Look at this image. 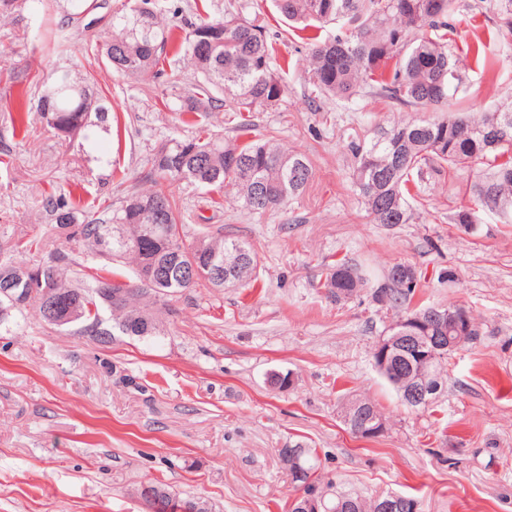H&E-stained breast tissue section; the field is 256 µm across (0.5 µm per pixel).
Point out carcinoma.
<instances>
[{
  "mask_svg": "<svg viewBox=\"0 0 512 512\" xmlns=\"http://www.w3.org/2000/svg\"><path fill=\"white\" fill-rule=\"evenodd\" d=\"M156 0H136L112 13L111 36L88 49L101 56L115 72L153 74L167 78L171 94L166 105L195 121L224 110L234 115L235 135L217 133L176 139L151 161L152 188L128 195L102 216L89 218L75 202L49 196L43 208L65 239L81 241L95 259H129L134 268L153 265L161 275L151 285L140 276L123 281L118 266L107 275L84 276L64 252L35 267L17 265L14 247L0 246V272L12 274L0 288V321L12 310L22 311L34 301V316L57 327L47 299L68 300L83 312L84 331L107 343L112 336L144 339L160 334L158 305L163 298L188 288L191 266L212 264L238 281L252 278L257 253L247 242L203 235L189 243L186 221L193 215L174 198L170 187L186 183L198 190L234 191L236 202L252 214H264L301 193L312 174L307 158L289 152L273 137L259 138L243 117L281 105L285 92L283 69L274 67L265 21L245 16L242 2L225 14L195 21L181 17V30L162 23ZM279 12L293 22L315 21L338 25L335 37L309 49L308 83L314 97L349 99L368 90L397 105L435 112L429 118L401 120L370 142L349 143L354 159L353 189L377 224H412L416 212L411 190L421 194L433 177L448 170L476 173L474 188L481 206L504 224H512V101L477 117L455 116L456 94L462 78L458 59L448 49V27L455 0H275ZM69 15L86 16L97 9L92 0H67ZM498 28L512 34V0H490ZM46 55L66 51L63 28L50 24L40 34ZM187 60L201 79L186 84L178 64ZM37 114L56 133L71 138L87 127L90 114L105 120L108 107L95 84L79 66L54 73L45 86ZM503 129L497 141L488 140L490 128ZM147 228L138 240L126 237V225ZM392 264L374 299L401 304L414 295L418 282L406 284L393 277ZM367 284L358 268L347 262L331 266L323 287L336 300L354 296ZM121 293L120 299L112 293ZM112 312L104 325L101 312ZM360 415L348 428L361 434L368 417H382L378 406L359 399ZM292 480L317 488L319 512H379L384 495L365 497L347 491L321 472L316 450L297 443L281 449ZM137 495L151 512H192L200 498L174 499L159 481L141 484Z\"/></svg>",
  "mask_w": 512,
  "mask_h": 512,
  "instance_id": "carcinoma-1",
  "label": "carcinoma"
}]
</instances>
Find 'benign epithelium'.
<instances>
[{"instance_id":"benign-epithelium-1","label":"benign epithelium","mask_w":512,"mask_h":512,"mask_svg":"<svg viewBox=\"0 0 512 512\" xmlns=\"http://www.w3.org/2000/svg\"><path fill=\"white\" fill-rule=\"evenodd\" d=\"M431 317L441 324L454 323L456 336H410L402 329L383 334L378 341L375 367L384 376L392 375L405 383L402 398L414 406L428 404L439 392L433 366L446 357L448 346L459 347L470 339L471 326L466 316L435 309ZM419 504L398 496L384 501L380 512H418Z\"/></svg>"}]
</instances>
